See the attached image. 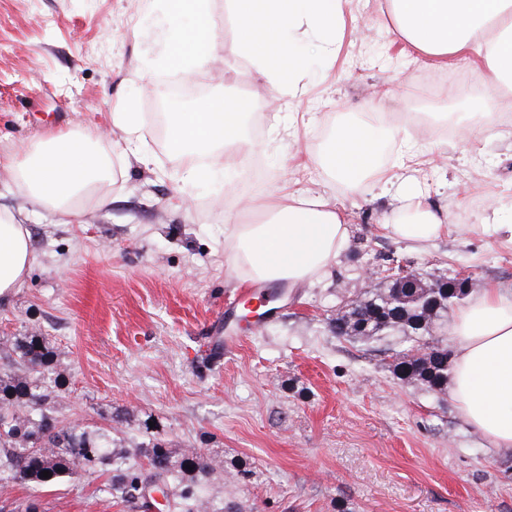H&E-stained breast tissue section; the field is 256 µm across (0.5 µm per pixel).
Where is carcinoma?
<instances>
[{
  "label": "carcinoma",
  "instance_id": "cac0c4a2",
  "mask_svg": "<svg viewBox=\"0 0 512 512\" xmlns=\"http://www.w3.org/2000/svg\"><path fill=\"white\" fill-rule=\"evenodd\" d=\"M456 298L432 305L419 296L397 318L394 289L372 288L363 300H349L336 313L331 328L337 336L371 344L400 336L391 348L393 372L428 390L448 387V344L439 339L440 321ZM6 377L0 376V473L15 483L43 486L74 476L109 474L107 489L120 502H137V484L161 482L173 512H241L220 496L224 460L200 448L175 455L161 437L125 445L101 427L74 425L53 414L55 388L62 376L60 353L46 337L33 332L4 356ZM49 471L51 477H41Z\"/></svg>",
  "mask_w": 512,
  "mask_h": 512
}]
</instances>
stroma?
<instances>
[{"label": "stroma", "mask_w": 512, "mask_h": 512, "mask_svg": "<svg viewBox=\"0 0 512 512\" xmlns=\"http://www.w3.org/2000/svg\"><path fill=\"white\" fill-rule=\"evenodd\" d=\"M176 12L183 29L195 25L182 0H0V209L21 204L16 162L58 133L89 137L110 168L72 214L30 207L32 264L0 303V338L35 331L58 348L59 418L135 441L152 422L173 452L205 448L225 471H262L232 491L243 512H512V447H489L448 392L398 378L386 342L364 346L330 326L366 274L386 283L393 263L429 285L469 269L482 286L512 290V248L480 229L486 196L512 204V137L476 109L488 84L421 95L416 79L430 67L398 37L383 0H351L335 66L309 55L307 89L294 99L273 100L247 59L215 55L202 76L248 81L258 109L249 126L264 171L258 193L289 177L343 207L350 235L327 276L271 300L261 328L239 323L242 344L212 354L208 325L256 286L224 267V216L248 195L246 168L183 184L157 133L140 147L145 164L112 122L116 112L147 121L158 79L181 74L167 24ZM164 57L169 65L143 79V62ZM380 110L455 128L447 139L385 141L379 155L399 179L416 178L455 232L424 246L386 235L394 193L370 182L353 193L327 168L298 165L299 151L328 149L327 117ZM106 484L11 483L0 495L38 497L45 512H139L111 500Z\"/></svg>", "instance_id": "obj_1"}]
</instances>
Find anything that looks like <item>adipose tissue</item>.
<instances>
[{
    "label": "adipose tissue",
    "instance_id": "adipose-tissue-1",
    "mask_svg": "<svg viewBox=\"0 0 512 512\" xmlns=\"http://www.w3.org/2000/svg\"><path fill=\"white\" fill-rule=\"evenodd\" d=\"M348 2L225 0V17L236 27L237 37L223 43L204 22L207 0H187L199 20L197 27L187 34L175 21L170 31L178 43L191 47L183 58L185 70L206 67L211 54L221 50L248 58L278 98H293L302 91L306 63L299 44L309 34L324 33L314 50L324 61L335 60ZM385 7L400 37L434 70L472 57L492 85L512 83V0H385ZM240 117V112L225 110L220 100L177 113L169 133L185 161V180L194 183L223 168L226 150H244ZM384 136H397L385 113H377L371 123L341 117L328 153L313 160L357 191L368 179L389 177L375 160ZM106 172L104 160L86 140L62 135L19 168L16 188L30 204L66 212L72 198ZM260 207L266 213L263 222L224 227V265L239 278L309 284L327 274L347 245L345 216L324 196L283 187ZM24 219L21 212L0 213V300L22 284L32 261ZM382 227L419 245L449 232L442 213L415 187L385 214ZM449 331L455 342L450 398L460 418L492 447L511 448L512 292L479 289L458 311Z\"/></svg>",
    "mask_w": 512,
    "mask_h": 512
}]
</instances>
